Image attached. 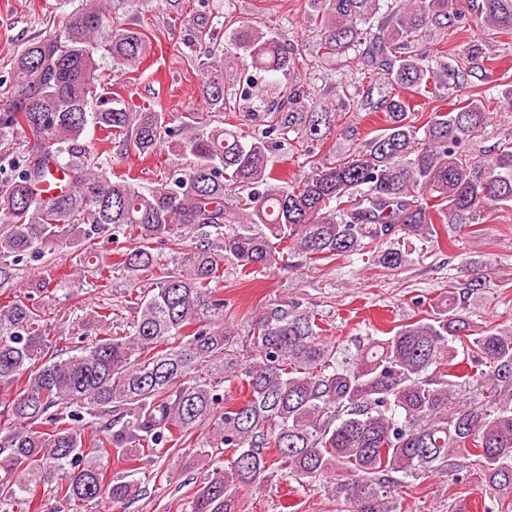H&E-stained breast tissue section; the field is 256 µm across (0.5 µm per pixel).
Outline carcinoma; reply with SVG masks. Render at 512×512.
Wrapping results in <instances>:
<instances>
[{
    "mask_svg": "<svg viewBox=\"0 0 512 512\" xmlns=\"http://www.w3.org/2000/svg\"><path fill=\"white\" fill-rule=\"evenodd\" d=\"M322 33L321 59L353 50L369 74L393 93L372 105L383 132L340 164L314 167L285 185L270 154L290 135L320 140L335 121L301 83L284 95L283 79L300 65L299 49L253 27H232L197 58L208 105L217 112L242 101L252 132L215 126L183 138L199 114L178 122L166 112L128 110L114 91H97L96 56L135 67L149 43L139 29L112 22L104 0H78L61 26L27 43L13 58L16 95L0 115V140L22 134L37 153H0V291L15 287L19 265L63 248L79 249L97 287L111 284L112 265L98 259L103 233L139 238L118 269L135 280L160 271L155 288L138 296L121 336H101L65 357L51 351L46 313L20 299L0 305V389L15 387L11 426L0 435V499L26 512L49 485L69 512L109 500L122 504L138 485L109 480L101 457L132 462L166 451L174 432L208 426L198 456L207 466L191 512H237L239 490L259 486L274 466L310 489L341 470L331 493L349 512H395L391 473L418 478L469 460L494 490L483 512H512V327L473 319L468 297L487 279L475 276L466 296L448 291L431 317L373 338L354 358L338 360L316 317L297 302L265 312L247 334L243 356L236 331L224 327L221 263L209 244L186 252L169 269L154 241H178L193 227L229 223L225 192L242 199V217L224 236V255L244 274L270 268L290 242L314 260L349 257L371 248L390 271L408 253L382 247L397 230L436 239L437 225L480 224L489 207L512 209V142L473 152L470 143L493 119L492 98L471 95L434 112L419 129L407 96L430 81L458 90L472 72L417 50L423 30L448 28L456 0H310ZM476 32L512 35V0H464ZM241 64L236 86L224 83L226 62ZM107 142L151 156L161 146L190 153L193 165L154 186L112 173V155L91 156L79 140L88 123ZM68 160L67 188L51 197L46 160ZM71 284L52 267L34 288ZM476 372L460 368L459 348ZM241 381L246 396L231 403L224 383ZM103 418L94 441L82 412ZM233 450L226 465L215 464Z\"/></svg>",
    "mask_w": 512,
    "mask_h": 512,
    "instance_id": "cac0c4a2",
    "label": "carcinoma"
}]
</instances>
